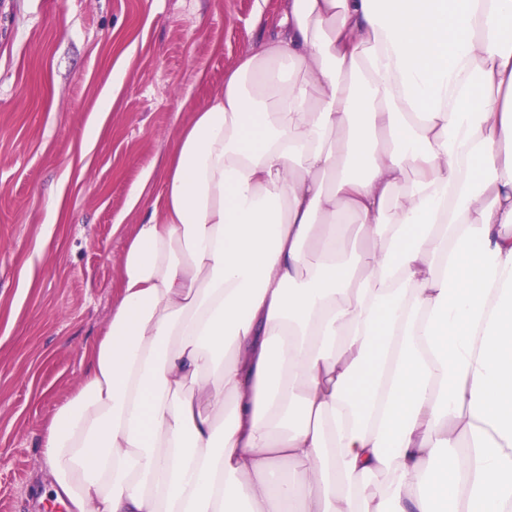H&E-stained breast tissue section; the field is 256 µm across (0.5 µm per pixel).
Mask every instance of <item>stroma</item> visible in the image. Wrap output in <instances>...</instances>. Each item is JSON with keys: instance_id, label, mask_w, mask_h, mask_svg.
<instances>
[{"instance_id": "obj_1", "label": "stroma", "mask_w": 512, "mask_h": 512, "mask_svg": "<svg viewBox=\"0 0 512 512\" xmlns=\"http://www.w3.org/2000/svg\"><path fill=\"white\" fill-rule=\"evenodd\" d=\"M279 4L0 0V512H46L39 439L112 314L129 195Z\"/></svg>"}]
</instances>
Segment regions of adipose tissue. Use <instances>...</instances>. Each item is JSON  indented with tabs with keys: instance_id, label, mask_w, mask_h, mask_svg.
<instances>
[{
	"instance_id": "obj_1",
	"label": "adipose tissue",
	"mask_w": 512,
	"mask_h": 512,
	"mask_svg": "<svg viewBox=\"0 0 512 512\" xmlns=\"http://www.w3.org/2000/svg\"><path fill=\"white\" fill-rule=\"evenodd\" d=\"M256 21L162 194L130 196L111 318L40 438L56 502L512 512V0Z\"/></svg>"
}]
</instances>
